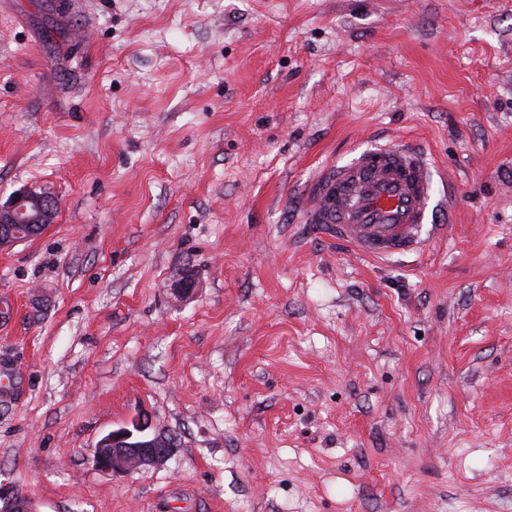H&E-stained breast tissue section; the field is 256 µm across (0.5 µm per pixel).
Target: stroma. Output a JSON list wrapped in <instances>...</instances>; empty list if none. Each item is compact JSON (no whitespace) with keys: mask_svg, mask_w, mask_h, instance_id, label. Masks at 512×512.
<instances>
[{"mask_svg":"<svg viewBox=\"0 0 512 512\" xmlns=\"http://www.w3.org/2000/svg\"><path fill=\"white\" fill-rule=\"evenodd\" d=\"M395 140L451 218L374 261L306 209ZM20 189L58 204L0 249L34 512H512V0H0ZM141 414L167 462L97 471Z\"/></svg>","mask_w":512,"mask_h":512,"instance_id":"1","label":"stroma"}]
</instances>
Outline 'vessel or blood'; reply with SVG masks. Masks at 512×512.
Segmentation results:
<instances>
[{
	"label": "vessel or blood",
	"instance_id": "obj_1",
	"mask_svg": "<svg viewBox=\"0 0 512 512\" xmlns=\"http://www.w3.org/2000/svg\"><path fill=\"white\" fill-rule=\"evenodd\" d=\"M432 196L423 153L392 141L322 174L311 192L307 219L363 256L381 260L422 248Z\"/></svg>",
	"mask_w": 512,
	"mask_h": 512
}]
</instances>
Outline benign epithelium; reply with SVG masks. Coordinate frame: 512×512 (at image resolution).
Listing matches in <instances>:
<instances>
[{"label": "benign epithelium", "mask_w": 512, "mask_h": 512, "mask_svg": "<svg viewBox=\"0 0 512 512\" xmlns=\"http://www.w3.org/2000/svg\"><path fill=\"white\" fill-rule=\"evenodd\" d=\"M57 203L51 196L36 195L25 189L13 193L0 205V248L33 238L54 223ZM151 423L137 417L128 425L104 435L94 449L92 463L101 471L128 474L162 465L174 451L173 442L160 435L151 436ZM4 512H32L28 501L0 490Z\"/></svg>", "instance_id": "1"}]
</instances>
